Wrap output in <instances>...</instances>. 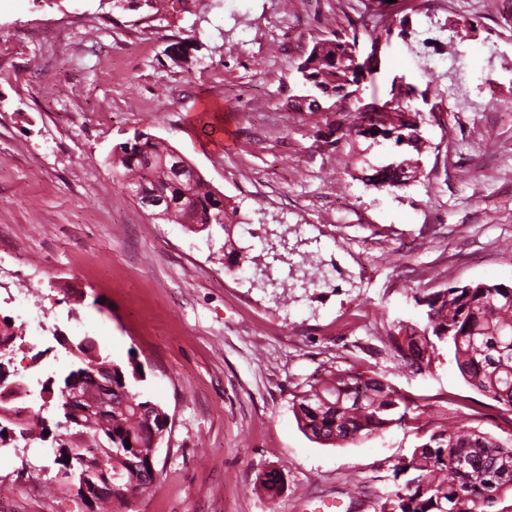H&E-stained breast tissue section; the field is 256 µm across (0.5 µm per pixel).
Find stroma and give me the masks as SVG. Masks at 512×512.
<instances>
[{
  "label": "stroma",
  "mask_w": 512,
  "mask_h": 512,
  "mask_svg": "<svg viewBox=\"0 0 512 512\" xmlns=\"http://www.w3.org/2000/svg\"><path fill=\"white\" fill-rule=\"evenodd\" d=\"M356 21L393 78L427 93L417 181L365 182L340 115L297 112L296 67ZM468 25L464 42L451 25ZM495 41L496 54L483 53ZM460 54L462 85L512 101V31L500 0H0V318L9 369L61 378L54 334L92 337L141 363L140 388L171 418L153 491L112 512H375L394 468L448 422L512 444V412L471 388L453 351L402 368L397 321H422L414 290L512 283V108L462 112L426 59ZM165 140L237 208L248 259L224 270V234L153 219L120 188L116 146ZM288 229L270 260L264 234ZM326 281L302 287L305 262ZM280 288L259 287L256 263ZM329 366L378 373L426 412L340 446L299 429L291 399ZM53 454L0 447V512H81L51 491ZM281 469L267 499L259 473Z\"/></svg>",
  "instance_id": "1"
}]
</instances>
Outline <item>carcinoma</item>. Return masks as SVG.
I'll list each match as a JSON object with an SVG mask.
<instances>
[{"label":"carcinoma","mask_w":512,"mask_h":512,"mask_svg":"<svg viewBox=\"0 0 512 512\" xmlns=\"http://www.w3.org/2000/svg\"><path fill=\"white\" fill-rule=\"evenodd\" d=\"M358 46L355 31L344 36L334 31L314 43L301 61L304 68L297 69L302 95L293 108L319 112L317 95L338 103L359 91L355 66ZM416 92L417 86L403 77L392 81L390 98L381 103L375 99L355 110L349 136L364 137L360 128L368 123L382 139L398 147L414 132V150L421 152L424 119L411 108ZM410 111L419 120L413 126L404 121ZM172 150L149 133H135L115 149L113 165L122 169L118 182L125 189L139 184L150 192L171 190L169 175L161 168L146 166L143 158H161ZM368 168L372 171L369 181L378 187H401L402 173L380 164ZM187 193L178 223L193 231L219 227L224 231V269L239 265L243 248L233 238L236 212L230 211V203L215 206L217 190L199 173L188 182ZM414 298L417 305L426 307V322L400 321L391 336L403 365L421 372L431 367L436 343L449 344L464 380L512 412V286L477 282L416 294ZM68 353L74 357L73 368L60 385L51 377L41 384L38 406L30 400L28 382L0 380V434L11 428L17 436L14 443L25 447L36 439L46 440L45 434L52 429L44 412L52 407L60 416L54 430L71 438L76 448L69 456L65 441H54L60 458H68L54 476L58 491L74 496L79 481L94 484L110 478L116 495L128 490L145 493L156 482L153 433L166 427L168 414L137 390L136 383L142 377L133 359L118 362L81 339L71 341ZM103 365L112 366V383L117 387L112 392V417L67 416L64 388L69 379ZM292 408L310 439L323 445H342L407 421L411 402L381 375L332 367L310 378L293 395ZM396 471L409 472L411 478L377 497L375 512H508L502 503L512 499V445L506 446L463 421L432 431L396 465ZM259 483L261 491L273 499L281 491L283 475L273 468Z\"/></svg>","instance_id":"1"}]
</instances>
